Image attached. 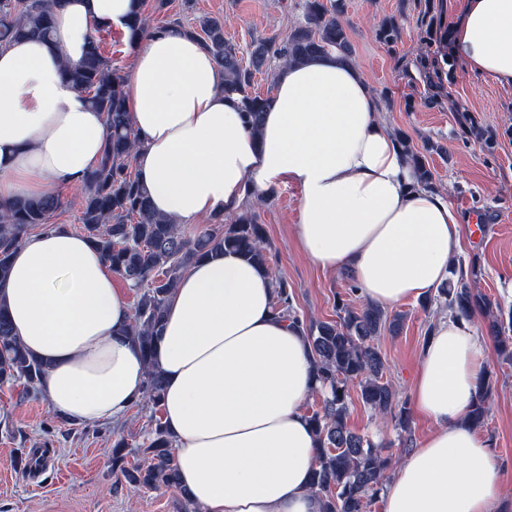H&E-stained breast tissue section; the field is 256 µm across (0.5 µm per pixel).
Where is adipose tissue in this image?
I'll use <instances>...</instances> for the list:
<instances>
[{
	"instance_id": "adipose-tissue-1",
	"label": "adipose tissue",
	"mask_w": 512,
	"mask_h": 512,
	"mask_svg": "<svg viewBox=\"0 0 512 512\" xmlns=\"http://www.w3.org/2000/svg\"><path fill=\"white\" fill-rule=\"evenodd\" d=\"M137 0H62L51 41L0 50V204L80 185L106 125L71 84L96 29L125 27ZM471 71L512 85V0H465L450 30ZM124 77L140 147L136 176L154 210L190 226L241 213L279 182L300 187L293 235L323 272L349 273L383 307L447 282L463 228L445 195L418 184L364 77L337 54L282 67L260 132L197 39L144 34ZM13 334L45 367L53 410L86 423L124 416L148 366L165 379L163 423L179 482L199 512H320L310 490L318 442L305 403L318 382L302 327L273 308L267 275L226 251L193 263L171 294L152 358L97 247L53 224L29 234L0 285ZM472 322L433 323L412 389L433 426L389 480L383 512H493L502 486L467 419L484 377Z\"/></svg>"
}]
</instances>
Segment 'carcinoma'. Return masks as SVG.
Masks as SVG:
<instances>
[{"label": "carcinoma", "instance_id": "obj_1", "mask_svg": "<svg viewBox=\"0 0 512 512\" xmlns=\"http://www.w3.org/2000/svg\"><path fill=\"white\" fill-rule=\"evenodd\" d=\"M61 0H0V49L23 38L49 40L54 27V9ZM342 0H304L303 19L285 37L258 39L250 45L249 60L224 37V23L205 18L190 30L216 60L224 75V91L240 96L242 112L252 130H258L270 94L250 91L255 74L274 60L281 65L301 62L318 55L336 53L348 59L347 25L342 20ZM147 3H142L127 26L128 41L149 31ZM398 21L384 19L376 31L386 45L397 41ZM64 78L78 88L88 104L105 116L107 144L99 166L80 185L83 194L80 221L83 230L100 249L112 270L137 292L130 335L146 358H151L162 335L166 304L183 272L197 260L231 249L270 275L274 288V310L306 329L315 374L322 396L320 409L309 415L319 439L310 487L321 503V512H370L383 489L391 459L372 437L353 432L348 426L351 389L359 388L364 406L391 419L394 426L410 433L411 413L384 380L385 365L376 341L387 330L402 327V315L388 316L384 308L367 303L359 307L342 295L336 297V319L317 325L307 323L294 307L288 281L270 274L264 247L266 230L256 215L244 212L224 222L218 214L210 228L194 239L180 232L171 220L157 216L151 201L131 171V160L139 145L125 107L123 77L112 68L101 38L94 34L85 58L78 66H64ZM419 184L435 188L433 172L425 155L408 138L398 135ZM61 208L59 197L39 200L17 198L0 210V284L11 272V257L24 237L49 221ZM475 262H458L438 297L456 317L471 320L479 312L492 316L498 304L471 287L476 278ZM493 343L506 361H512V312L494 319L489 326ZM43 364L34 358L12 333L7 309L0 304V385L21 382L34 389L42 382ZM491 378L483 379L468 418L474 427L486 424ZM164 394L162 374L149 368L143 397L160 408ZM128 443L113 444L112 467L128 482L147 489L175 488L178 469L173 442L161 420H154L146 445L141 448L146 463L128 466Z\"/></svg>", "mask_w": 512, "mask_h": 512}]
</instances>
